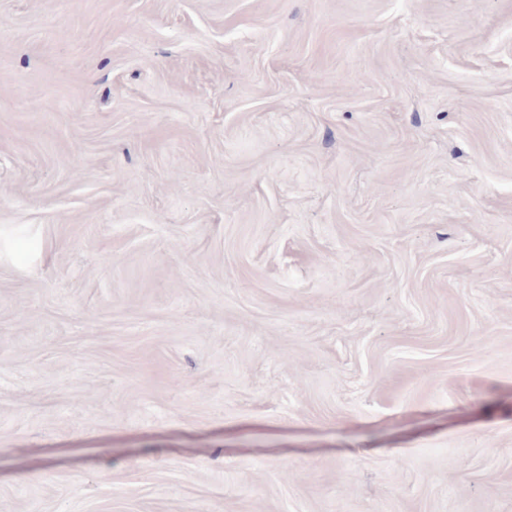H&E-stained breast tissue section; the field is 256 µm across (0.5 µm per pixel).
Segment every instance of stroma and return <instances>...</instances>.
Wrapping results in <instances>:
<instances>
[{
    "label": "stroma",
    "mask_w": 512,
    "mask_h": 512,
    "mask_svg": "<svg viewBox=\"0 0 512 512\" xmlns=\"http://www.w3.org/2000/svg\"><path fill=\"white\" fill-rule=\"evenodd\" d=\"M0 512H512V0H0Z\"/></svg>",
    "instance_id": "stroma-1"
}]
</instances>
